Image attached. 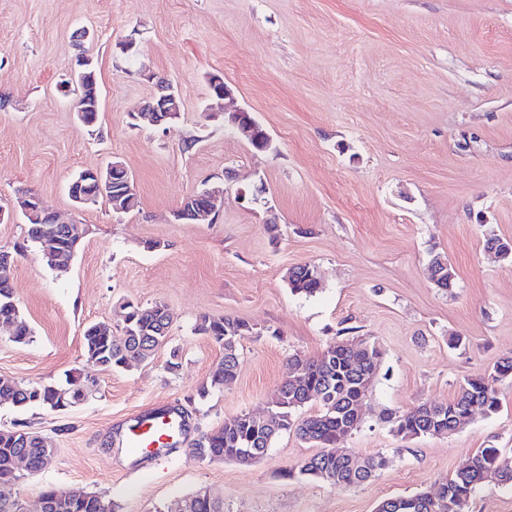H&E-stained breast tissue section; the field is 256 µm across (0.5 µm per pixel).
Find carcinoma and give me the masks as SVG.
Returning <instances> with one entry per match:
<instances>
[{"instance_id":"1","label":"carcinoma","mask_w":512,"mask_h":512,"mask_svg":"<svg viewBox=\"0 0 512 512\" xmlns=\"http://www.w3.org/2000/svg\"><path fill=\"white\" fill-rule=\"evenodd\" d=\"M27 235L24 243L14 252L0 251V335L11 336L16 343L29 341L31 330L20 315L13 297V289L4 287L10 281L16 256L25 254L28 244L34 243L50 251L43 259L50 269L68 266L71 245L65 242L60 225L48 217L32 220L25 217ZM512 242L492 234L485 239V250L504 262L512 263ZM288 286L295 294L314 296L321 290L316 266L299 264L288 272ZM124 325L116 333L104 325L88 326L83 334L86 359H97L104 368L120 370L134 363L148 361L168 344L171 316L166 305L154 303L124 304ZM195 331L209 337L224 350L210 382L198 390L203 397L209 389L234 379L239 364L240 341L254 333L248 322L230 317L203 315ZM382 363L378 346L359 336L341 338L329 344L312 359L293 357L288 360V372L271 412L265 417L242 413L224 421V425L203 432L193 443L191 452L203 461H231L249 466L260 459L274 440L291 432L301 441L320 452L297 463L301 475L331 485L354 487L369 481L389 466L390 459L383 453L361 456L349 448H341L363 422L364 415L358 403L364 399L362 389L372 390ZM512 380V357L501 358L491 369L467 376L459 385L456 396L446 403H423L402 414H386L393 432L403 439H416L428 435H448L470 422L478 414L488 416L499 407V386ZM84 384L80 376L69 374L63 383H22L0 378V402L25 408L38 405L50 410L59 408L58 392H67L70 407L77 406L75 398ZM314 403L318 409L302 418L297 412ZM24 454L29 459L27 473L37 475L45 469V459L54 457L55 449L44 437L28 432L22 434L11 427L0 428V484L19 479L14 458ZM487 482L512 486V465L502 460L495 447L480 449L469 465L458 470L439 487V492L419 491L414 494L381 500L376 512H444L439 495L458 499L469 507L476 491ZM41 499L45 512H112V503L99 495L85 494L76 499L64 498L59 489H43ZM184 512H224V503L205 494L197 493L186 499Z\"/></svg>"}]
</instances>
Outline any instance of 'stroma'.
Masks as SVG:
<instances>
[{
	"instance_id": "1",
	"label": "stroma",
	"mask_w": 512,
	"mask_h": 512,
	"mask_svg": "<svg viewBox=\"0 0 512 512\" xmlns=\"http://www.w3.org/2000/svg\"><path fill=\"white\" fill-rule=\"evenodd\" d=\"M81 53L99 86L92 126L58 88ZM214 74L231 98L210 97ZM161 81L180 93L177 117L132 127L129 113ZM240 108L269 133L266 151L227 121ZM115 160L138 208L75 206L72 178ZM215 187L224 194L212 223L175 220L184 198ZM29 191L81 239L66 271L34 247L15 261L32 338L0 335V377L46 383L76 370L95 387L67 411L0 403V427L38 432L57 450L13 486L26 512H39L49 485L102 496L116 512H173L201 491L224 512H374L382 499L438 488L479 449L512 457V381L496 413L449 437L404 440L383 419L448 402L464 376L512 356V264L483 246L490 232L512 240V0H0L1 250L26 236L16 200ZM438 253L452 290L431 279ZM304 263L321 275L312 297L287 284ZM128 301L168 306L169 349L119 371L89 364L85 327H122ZM204 315L257 333L241 342L236 378L201 399L224 355L194 333ZM342 333L383 353L346 442L390 457L373 480L289 476L314 453L291 433L250 466L190 453L200 433L267 412L288 357L317 356ZM173 408L187 421L175 448H125L134 417Z\"/></svg>"
}]
</instances>
